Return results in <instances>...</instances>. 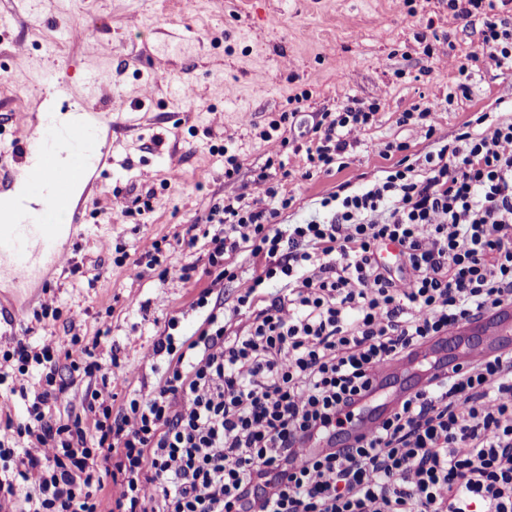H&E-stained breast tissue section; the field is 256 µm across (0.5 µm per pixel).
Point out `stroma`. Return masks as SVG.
Returning a JSON list of instances; mask_svg holds the SVG:
<instances>
[{"mask_svg": "<svg viewBox=\"0 0 512 512\" xmlns=\"http://www.w3.org/2000/svg\"><path fill=\"white\" fill-rule=\"evenodd\" d=\"M0 11L11 16L0 28V151L16 150L15 116L38 111L47 81L69 83L76 107L87 76L112 67L97 106L112 163L73 199L88 221L47 287L57 318H42L34 300L25 328L33 347L52 343L64 379L71 337L108 330L120 397L139 386L138 370L170 315L185 312L182 332L195 329L188 310L211 282L197 225L211 205L231 192L255 197L252 180L264 169L280 194L295 199L283 218L290 224L338 184L361 187L381 177L389 162L370 144L402 142L414 158L434 151L437 141L397 119L413 104L445 99L456 80L449 57L478 51L482 29L464 27L448 0H0ZM171 21L192 32L184 48L166 44ZM180 84L191 96H174ZM353 97L380 109L346 167L307 179L304 155L289 151L284 167H267V138L282 112H294L295 137ZM482 111L512 118V72L477 61L469 98L436 114L438 141L453 142ZM228 153L240 164L231 183L224 180ZM150 189V211L112 225L92 221L94 212L120 211ZM155 242L157 264L132 277L129 261ZM191 263V281L159 277Z\"/></svg>", "mask_w": 512, "mask_h": 512, "instance_id": "1", "label": "stroma"}]
</instances>
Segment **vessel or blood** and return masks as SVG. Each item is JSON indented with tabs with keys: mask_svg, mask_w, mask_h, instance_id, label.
Listing matches in <instances>:
<instances>
[{
	"mask_svg": "<svg viewBox=\"0 0 512 512\" xmlns=\"http://www.w3.org/2000/svg\"><path fill=\"white\" fill-rule=\"evenodd\" d=\"M107 79L104 71L92 76L81 117L69 126H58L53 112L42 113L37 121L28 120L27 132L13 156L29 197L0 210V279L10 284L13 294L10 325L25 320L23 296L33 293L48 272L65 262L67 252L61 244L65 228L84 222L82 213L72 209L70 198L75 182L86 178L100 156L101 135L90 118ZM63 212L71 217L69 225L48 223V216ZM473 326L496 336H511L512 304H503Z\"/></svg>",
	"mask_w": 512,
	"mask_h": 512,
	"instance_id": "obj_1",
	"label": "vessel or blood"
}]
</instances>
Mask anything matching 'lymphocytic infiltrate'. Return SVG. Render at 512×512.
Segmentation results:
<instances>
[{
	"label": "lymphocytic infiltrate",
	"instance_id": "obj_1",
	"mask_svg": "<svg viewBox=\"0 0 512 512\" xmlns=\"http://www.w3.org/2000/svg\"><path fill=\"white\" fill-rule=\"evenodd\" d=\"M511 1L448 3L466 25L481 21V55L504 70ZM378 110L349 99L299 143L272 142L270 158L291 147L305 155V178L330 173ZM476 122L412 162L400 145L371 144L390 162L384 176L337 185L321 218L283 225L293 200L263 172L253 202L213 204L207 272L214 285L236 283L235 302L202 289L189 336L169 317L152 344L151 388L130 389L120 407L104 336L65 352L97 379L70 419L52 347L13 337L19 373L34 362L45 374L22 418L0 401V425L28 442L0 440V512H99L106 490L108 512H512V350L440 365L436 384L408 392L361 442L347 437L378 388V364L415 361L512 303V122ZM390 244L394 267L382 256ZM243 250L260 261L246 274L226 261ZM312 440L327 448L303 461Z\"/></svg>",
	"mask_w": 512,
	"mask_h": 512
}]
</instances>
